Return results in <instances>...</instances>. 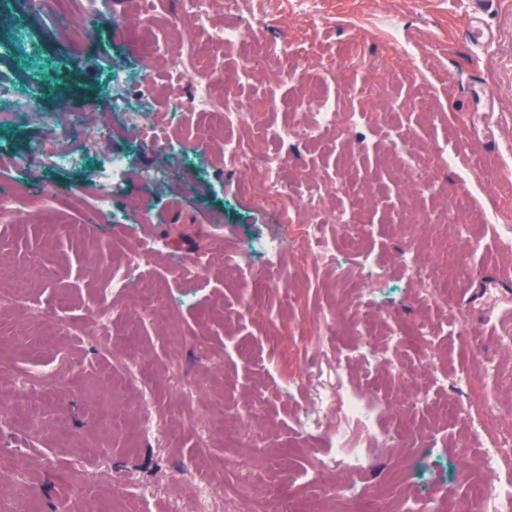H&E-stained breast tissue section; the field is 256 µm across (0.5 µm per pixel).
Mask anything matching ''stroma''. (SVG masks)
Here are the masks:
<instances>
[{"instance_id":"1","label":"stroma","mask_w":512,"mask_h":512,"mask_svg":"<svg viewBox=\"0 0 512 512\" xmlns=\"http://www.w3.org/2000/svg\"><path fill=\"white\" fill-rule=\"evenodd\" d=\"M182 2L110 0L75 59L69 33L24 15L20 0H0L8 18L0 80L42 87L40 119L18 125L0 110V181L60 197L35 215L0 220V290L12 287L13 270L47 267L24 308L0 309V512H216L237 489L250 512H307L345 474L333 467L299 478L326 449L296 415L333 381V355L360 350L375 364L355 365L350 380L388 397L390 434L358 478L359 512H400L427 494L429 512H445L449 499L473 498L475 486L492 484L475 467L480 444L463 420L413 399L431 387L437 400L468 405L484 431H512V321L486 335L464 294L482 271L512 269L493 226L479 221L491 212L512 218V0H489L479 41L464 0H244L266 18L260 55L236 43L213 49L193 34L224 76L218 94L242 105L245 143L286 157L294 189L335 177L343 163L356 183L351 201L325 198L329 209L353 207L354 245L337 244L295 282L264 270L252 249L279 219L241 191L216 147L221 127L188 109L172 119L187 83L159 73L151 115L133 119L145 93L135 42L169 39L166 24ZM146 11L148 31L139 24ZM248 56L254 77L237 82ZM310 90L339 111L369 113V123L339 141L330 133L274 141V131L307 123L299 99ZM113 98L125 102L119 120L136 122L134 135H103ZM66 108L92 118L61 140L54 120ZM395 128L435 193L401 192L387 154ZM156 137L166 154L141 147ZM35 144L69 149L81 163L13 166L12 156ZM438 145L457 161L437 164ZM111 154L127 159L114 211L87 218L86 170ZM173 162L174 183L143 186V172ZM472 162L482 179L473 223L435 245L395 223L451 206ZM157 241L167 248L140 276L152 305L137 307L133 288L112 298L102 257ZM411 252L418 270L409 277L396 263ZM440 271L456 287L437 304L424 293ZM102 302L112 309L107 342L51 325L59 315L89 321Z\"/></svg>"}]
</instances>
